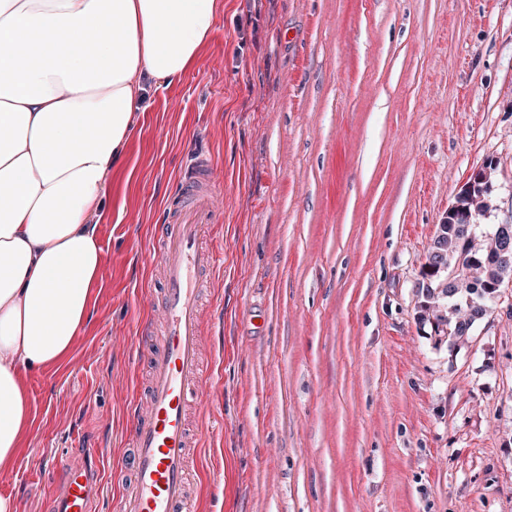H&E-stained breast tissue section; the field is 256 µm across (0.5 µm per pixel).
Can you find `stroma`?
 <instances>
[{
	"label": "stroma",
	"mask_w": 512,
	"mask_h": 512,
	"mask_svg": "<svg viewBox=\"0 0 512 512\" xmlns=\"http://www.w3.org/2000/svg\"><path fill=\"white\" fill-rule=\"evenodd\" d=\"M200 147L224 215L192 512H512V285L456 352L417 309L476 172L479 224H512V0H224L138 113L83 333L25 377L34 425L0 469L16 512H49L85 448L92 512H114L161 300L149 251Z\"/></svg>",
	"instance_id": "stroma-1"
}]
</instances>
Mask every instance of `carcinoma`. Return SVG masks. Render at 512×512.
Wrapping results in <instances>:
<instances>
[{
  "label": "carcinoma",
  "instance_id": "cac0c4a2",
  "mask_svg": "<svg viewBox=\"0 0 512 512\" xmlns=\"http://www.w3.org/2000/svg\"><path fill=\"white\" fill-rule=\"evenodd\" d=\"M482 186L460 199L462 208L439 225L427 263L421 272L425 285L419 302L418 320L430 323L436 335L458 349L469 343L476 320L473 308L493 302L488 285L512 279V224H496L492 229L495 246H479L483 235L465 228L466 220H476L474 203Z\"/></svg>",
  "mask_w": 512,
  "mask_h": 512
}]
</instances>
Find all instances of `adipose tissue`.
<instances>
[{
  "instance_id": "1",
  "label": "adipose tissue",
  "mask_w": 512,
  "mask_h": 512,
  "mask_svg": "<svg viewBox=\"0 0 512 512\" xmlns=\"http://www.w3.org/2000/svg\"><path fill=\"white\" fill-rule=\"evenodd\" d=\"M224 0H0V467L25 372L64 362L102 280L101 205L148 86L203 54Z\"/></svg>"
}]
</instances>
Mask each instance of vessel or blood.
<instances>
[{"label":"vessel or blood","mask_w":512,"mask_h":512,"mask_svg":"<svg viewBox=\"0 0 512 512\" xmlns=\"http://www.w3.org/2000/svg\"><path fill=\"white\" fill-rule=\"evenodd\" d=\"M222 213L212 158L197 150L180 173L150 251L151 266L164 285L158 306L161 330L142 339L152 353L149 379L131 413L130 450L122 466L130 480L118 512H188L190 452L197 440L188 410L201 400L209 373L202 291L216 252L207 233ZM95 462V450L84 449L59 487L53 512H91L98 495Z\"/></svg>","instance_id":"vessel-or-blood-1"}]
</instances>
